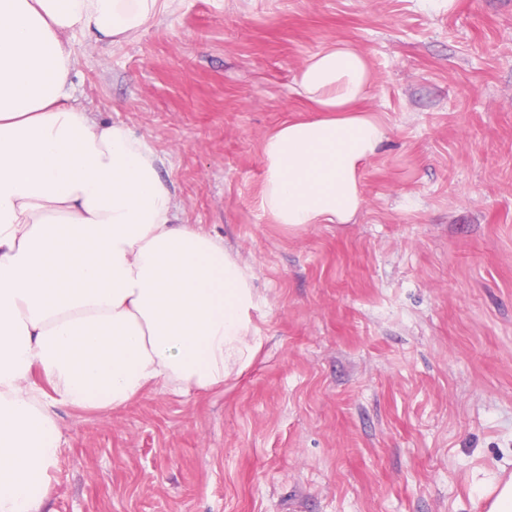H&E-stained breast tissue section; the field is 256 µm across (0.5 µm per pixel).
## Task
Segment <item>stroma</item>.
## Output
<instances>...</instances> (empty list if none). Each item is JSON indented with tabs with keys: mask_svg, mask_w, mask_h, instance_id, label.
Returning <instances> with one entry per match:
<instances>
[{
	"mask_svg": "<svg viewBox=\"0 0 512 512\" xmlns=\"http://www.w3.org/2000/svg\"><path fill=\"white\" fill-rule=\"evenodd\" d=\"M339 40L391 134L354 222L290 229L262 142ZM75 52L74 104L251 267L260 348L188 398L57 407L46 512H483L512 477V0H168Z\"/></svg>",
	"mask_w": 512,
	"mask_h": 512,
	"instance_id": "35a3bbf8",
	"label": "stroma"
}]
</instances>
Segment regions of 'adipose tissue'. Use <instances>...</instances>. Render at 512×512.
Instances as JSON below:
<instances>
[{
  "mask_svg": "<svg viewBox=\"0 0 512 512\" xmlns=\"http://www.w3.org/2000/svg\"><path fill=\"white\" fill-rule=\"evenodd\" d=\"M163 0H0V512H43L57 406L186 396L252 361V272L178 221L160 158L73 106V41H121ZM365 55L335 42L293 79L317 116L262 148L260 208L290 229L347 224L390 129L360 109Z\"/></svg>",
  "mask_w": 512,
  "mask_h": 512,
  "instance_id": "ef3b65f1",
  "label": "adipose tissue"
}]
</instances>
